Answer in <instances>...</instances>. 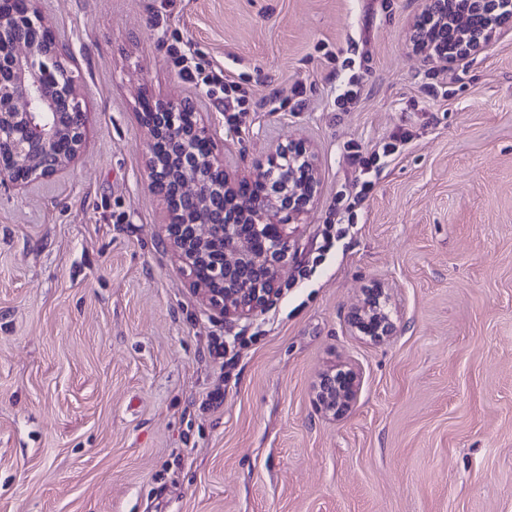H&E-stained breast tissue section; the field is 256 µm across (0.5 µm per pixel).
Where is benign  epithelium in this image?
<instances>
[{"label": "benign epithelium", "mask_w": 512, "mask_h": 512, "mask_svg": "<svg viewBox=\"0 0 512 512\" xmlns=\"http://www.w3.org/2000/svg\"><path fill=\"white\" fill-rule=\"evenodd\" d=\"M425 0L431 27L415 26L413 47L448 58L450 28L467 57L487 48L496 29L512 19V0ZM484 26L472 32V13ZM69 48L52 30L38 0L23 10L0 8V185L26 187L64 173L82 152L87 115L82 88L66 60ZM138 116L147 137L148 187L164 204L162 240L172 248L193 289L232 320L252 319L279 296L282 269L320 185L304 141L278 143L252 175L233 174L216 142L215 122L190 99L142 93ZM382 284L365 289L350 324L379 341L396 332ZM358 392L353 371L325 373L316 404L343 415Z\"/></svg>", "instance_id": "benign-epithelium-1"}]
</instances>
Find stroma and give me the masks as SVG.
I'll use <instances>...</instances> for the list:
<instances>
[{
    "instance_id": "1",
    "label": "stroma",
    "mask_w": 512,
    "mask_h": 512,
    "mask_svg": "<svg viewBox=\"0 0 512 512\" xmlns=\"http://www.w3.org/2000/svg\"><path fill=\"white\" fill-rule=\"evenodd\" d=\"M423 6L41 0L88 135L56 181L0 189V512H512V24L428 60ZM174 48L246 91L237 128ZM143 90L211 113L240 174L312 146L319 193L258 317L212 311L163 243ZM401 129L355 201L349 145ZM376 282L379 342L349 322ZM334 366L360 379L339 419L313 402Z\"/></svg>"
}]
</instances>
